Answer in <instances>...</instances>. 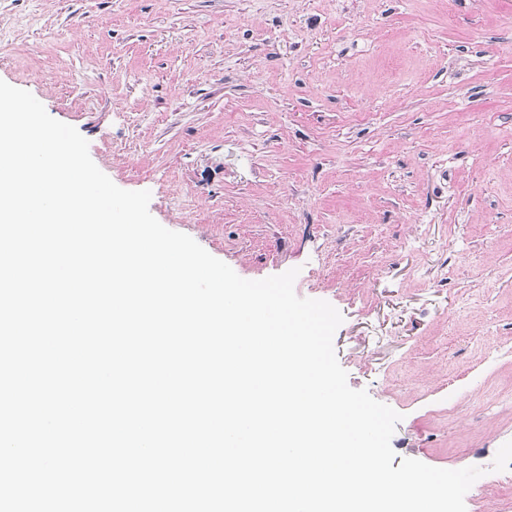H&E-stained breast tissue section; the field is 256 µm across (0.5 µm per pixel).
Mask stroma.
<instances>
[{"label": "stroma", "mask_w": 512, "mask_h": 512, "mask_svg": "<svg viewBox=\"0 0 512 512\" xmlns=\"http://www.w3.org/2000/svg\"><path fill=\"white\" fill-rule=\"evenodd\" d=\"M0 80L240 277L298 269L398 458L512 487V0H0Z\"/></svg>", "instance_id": "stroma-1"}]
</instances>
